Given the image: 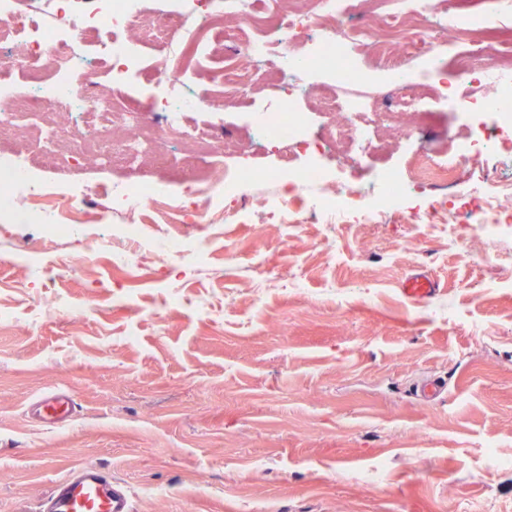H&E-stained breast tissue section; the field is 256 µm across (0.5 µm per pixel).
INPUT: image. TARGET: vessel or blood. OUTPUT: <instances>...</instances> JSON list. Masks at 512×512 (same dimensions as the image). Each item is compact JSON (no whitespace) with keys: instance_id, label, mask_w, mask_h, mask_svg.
<instances>
[{"instance_id":"b4317fda","label":"vessel or blood","mask_w":512,"mask_h":512,"mask_svg":"<svg viewBox=\"0 0 512 512\" xmlns=\"http://www.w3.org/2000/svg\"><path fill=\"white\" fill-rule=\"evenodd\" d=\"M403 292L409 299L422 303L430 300L436 289L420 272L407 280ZM73 409L71 395L54 391L39 400L37 418L58 425L71 417ZM40 512H132V506L125 487L113 480L110 471L83 465L51 487L41 500Z\"/></svg>"}]
</instances>
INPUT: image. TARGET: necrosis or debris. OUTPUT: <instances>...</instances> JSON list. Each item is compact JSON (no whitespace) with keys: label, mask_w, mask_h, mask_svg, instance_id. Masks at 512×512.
I'll use <instances>...</instances> for the list:
<instances>
[{"label":"necrosis or debris","mask_w":512,"mask_h":512,"mask_svg":"<svg viewBox=\"0 0 512 512\" xmlns=\"http://www.w3.org/2000/svg\"><path fill=\"white\" fill-rule=\"evenodd\" d=\"M173 2L159 13L144 11L142 0H93L92 8L83 12L73 11L69 0H0V70L16 69L29 78L28 83L0 88V131L26 133L23 116L39 109L47 116H91V123L60 128L73 153L82 157L92 154L93 144L110 135L117 122L124 127L119 156L124 163L160 154L174 141L232 152L228 135L200 133L185 125V113L208 108L209 93L193 87L185 71L174 69L167 57L174 43L180 58L199 56L208 49L212 32L220 30L233 48V60L214 78L244 98L250 88L239 80L235 61L262 64L279 81L306 95L307 76L313 72L328 71L339 83L352 82V63L368 46L379 68L396 84L387 96L389 103H397L403 90L421 103L417 122L433 120L435 102L497 113V125L486 129L479 144L463 140L460 147H448L435 159V172L449 187L459 184L458 150L475 146L482 152L512 153V139L498 133L499 126L512 124V0H384L386 7L376 17L363 9V0H302L297 9L286 7L285 0H211L204 18L189 10V0ZM155 28L164 29L165 38L159 45L154 81L169 114L150 125L142 120L141 108L119 109L101 98L94 81L103 72L117 82L136 75L144 62L131 45ZM479 56L486 59L481 68L474 65ZM320 107L330 116L321 136L328 148L341 144L353 154L375 152L382 147L380 127L394 126L403 138L413 133L414 124L395 123L391 113L366 110L356 99L345 103L324 96ZM255 118L260 139L289 150L302 145L305 115L292 106L260 110ZM238 178L291 187V196L270 211L271 217L289 222L300 213L315 218L336 212L348 215L352 223H366L397 209L414 186L412 171L381 169L373 194L365 195L359 191L364 178L359 170L346 171L334 183L326 180L320 167L292 164L248 168ZM226 188L223 175L214 172L185 199L171 198L165 184L151 179L112 187L108 197L128 218L126 242L135 243L143 237L144 212L160 205L181 213L191 199ZM43 194L24 159L0 163V216H7L9 223L43 224L51 235L79 237L84 221L98 217L81 206L68 207L57 216L48 214L37 205ZM470 196L485 223H501L503 215L512 213V178L491 179L471 190Z\"/></svg>","instance_id":"necrosis-or-debris-1"}]
</instances>
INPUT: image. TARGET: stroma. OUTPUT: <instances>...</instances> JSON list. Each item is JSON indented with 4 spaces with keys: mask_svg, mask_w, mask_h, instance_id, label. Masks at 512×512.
I'll use <instances>...</instances> for the list:
<instances>
[{
    "mask_svg": "<svg viewBox=\"0 0 512 512\" xmlns=\"http://www.w3.org/2000/svg\"><path fill=\"white\" fill-rule=\"evenodd\" d=\"M128 82L96 80L127 105L154 95L156 50ZM249 99L211 87L208 111L185 121L251 145L252 106L280 95L264 68ZM480 114L441 110L435 121L365 173L409 165L415 213L368 224H290L259 205L272 182L187 216L144 219L146 238L208 243L197 263L126 272L80 263L79 241L42 225L0 224V512H39L74 466L111 471L133 512H512V223L477 234L472 213L431 224L437 150ZM27 157L55 210L69 195L101 220L88 236L114 239L123 215L96 194L140 170L70 158L43 167L38 139L0 140V158ZM277 148L243 158L170 149L148 173L171 179L265 167ZM422 272L435 297L412 304L403 283ZM428 375L445 398L413 395ZM63 389L76 402L61 427L30 405Z\"/></svg>",
    "mask_w": 512,
    "mask_h": 512,
    "instance_id": "1",
    "label": "stroma"
}]
</instances>
